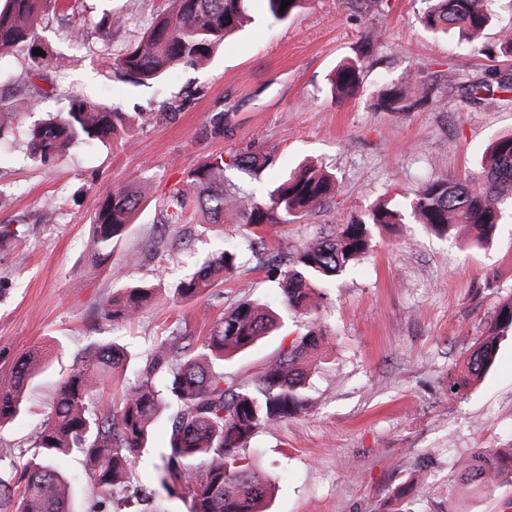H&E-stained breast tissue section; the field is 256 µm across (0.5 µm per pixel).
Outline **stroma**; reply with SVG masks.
I'll return each mask as SVG.
<instances>
[{
  "mask_svg": "<svg viewBox=\"0 0 512 512\" xmlns=\"http://www.w3.org/2000/svg\"><path fill=\"white\" fill-rule=\"evenodd\" d=\"M72 2L69 14L49 8L38 21L53 95L30 103L28 58L0 55V96L25 123L67 108L74 94L125 112H158L175 98L185 106L172 120L138 128L131 146L82 145L48 165L31 157L24 130L0 137V350L11 357L39 348L48 360L24 412L0 429L5 479L90 344L115 341L141 358L176 329L202 340L227 308L248 298L281 312L284 327L225 361V372L246 381L301 331L303 317L285 312L281 288L249 251L247 225L197 224L190 246L153 248L156 203L184 188L187 173L208 156L275 147L262 180L225 170L229 182L259 196L303 161L335 173L336 194L320 208L266 226L272 249L287 255L375 201L407 211L428 180L477 177L487 145L512 133V91L470 103L446 83L451 69L463 78L512 75V59L487 58L453 33L427 32L420 0H378L356 13L344 0H310L288 21L254 20L210 61L177 67L149 87L113 82L101 52L137 41L148 20L169 10L168 0ZM109 12L125 23L106 35L97 23ZM370 39L379 46L357 95L332 98L336 65ZM420 82L441 84V102L411 112L377 108L382 87ZM217 112L225 115L220 137L207 130ZM124 184L145 202L111 257L93 261L86 242L95 205ZM501 208V224L481 245L437 237L408 217L377 234L372 254L328 283L316 317L329 340L310 362V408L261 428L249 444L276 479L266 512H512V484L474 495L458 482L476 449L512 445V339L501 341L492 368L464 396L448 392L497 304L512 297V201ZM228 245L241 253L232 274L199 298L176 299L178 281ZM133 283L155 284L161 300L132 322L104 319L102 305ZM165 439L161 420L132 471V486L150 487L151 500H120L112 512H188L181 490L153 480ZM56 465L73 487V512H91L98 491L81 455Z\"/></svg>",
  "mask_w": 512,
  "mask_h": 512,
  "instance_id": "1",
  "label": "stroma"
}]
</instances>
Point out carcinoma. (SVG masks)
<instances>
[{
  "mask_svg": "<svg viewBox=\"0 0 512 512\" xmlns=\"http://www.w3.org/2000/svg\"><path fill=\"white\" fill-rule=\"evenodd\" d=\"M173 8L157 15L133 45L109 46L105 62L113 79L146 84L163 78L180 64L198 65L210 59L231 34L254 20L252 8L272 22L295 16L308 0H291L280 12L282 0H170ZM47 0H5L0 9V54L22 53L31 60L30 79L35 98L47 94L38 82L46 80V57L35 29ZM491 0H424L422 25L432 32L457 31L478 46L492 20ZM364 63L351 59L336 70L332 91L350 94L358 87ZM490 85L480 78L459 82L461 97L479 100ZM435 101V89L422 83L388 85L377 97V107L406 112ZM175 99L155 114L123 112L117 107L72 96L69 109L28 129L27 147L34 159L48 163L70 147L87 142L115 140L150 119L163 121L181 110ZM23 118L0 99V136L21 126ZM273 162V153H244L235 159L238 169L260 180ZM224 155L212 156L191 170L186 189L159 206L162 229H186L190 209L198 210L206 224L224 223L235 213L257 228L288 222L311 211L335 191V177L312 165H301L270 185L256 199L226 188ZM512 196V134L492 141L481 160L475 180L427 181L410 203L414 220L440 236L464 231L475 242L488 238L499 221V202ZM141 197L127 185L106 191L99 202L88 239L95 260L112 255ZM401 215L382 202L370 206L331 237L302 245L282 267V260L264 237L251 243V252L267 274L278 279L288 309L308 315L321 306L323 288L331 279L365 257L372 247L373 230L398 224ZM239 254L222 249L205 259L175 288L176 296L193 299L232 273ZM150 285L122 288L101 308L103 318L129 321L155 298ZM279 318L261 303L243 301L215 321L201 345L189 336L171 335L153 346L141 361L136 380L124 389L119 406L96 410L93 396L99 384L128 366L127 350L116 343L92 344L77 360L59 388L55 403L40 428L30 437L31 455L17 470L23 485L13 499L9 484L0 480V512H69L72 489L53 462L73 451L84 457L101 492L99 505L110 504L130 480L131 467L147 447L151 426L169 413L166 446L154 465V480L164 488L180 487L190 501V512H263L262 505L274 486L271 475L259 469L247 454L251 439L309 408L307 358L318 354L327 339L320 326L310 323L276 358L258 367L250 383L243 384L224 372V361L250 347L278 327ZM512 337V298L500 302L485 334L469 354L463 374L448 382V392L461 394L492 367L501 339ZM44 355L31 349L8 365H0V428L20 412L27 384L38 373ZM463 484L480 491L512 482V447L489 448L471 455L460 474Z\"/></svg>",
  "mask_w": 512,
  "mask_h": 512,
  "instance_id": "carcinoma-1",
  "label": "carcinoma"
}]
</instances>
